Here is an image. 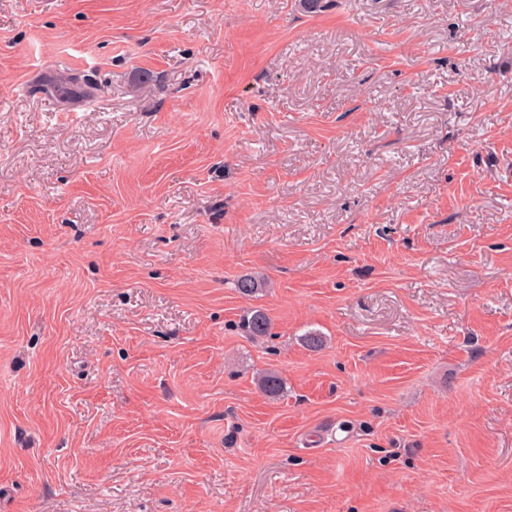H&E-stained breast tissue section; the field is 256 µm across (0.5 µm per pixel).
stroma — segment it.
I'll return each mask as SVG.
<instances>
[{
  "mask_svg": "<svg viewBox=\"0 0 512 512\" xmlns=\"http://www.w3.org/2000/svg\"><path fill=\"white\" fill-rule=\"evenodd\" d=\"M326 2L0 0V512H512V0Z\"/></svg>",
  "mask_w": 512,
  "mask_h": 512,
  "instance_id": "obj_1",
  "label": "stroma"
}]
</instances>
